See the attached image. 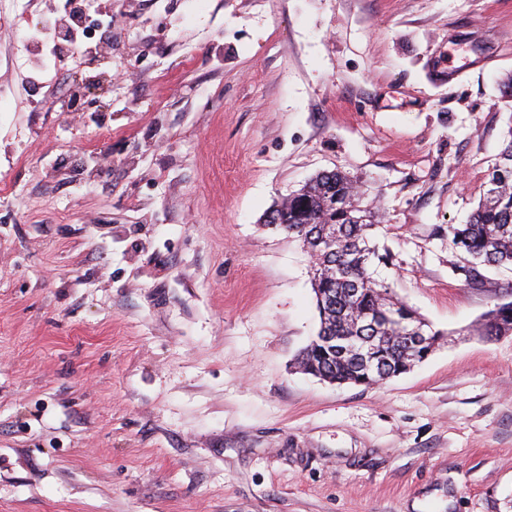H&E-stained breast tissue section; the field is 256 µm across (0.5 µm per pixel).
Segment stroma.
<instances>
[{
    "mask_svg": "<svg viewBox=\"0 0 512 512\" xmlns=\"http://www.w3.org/2000/svg\"><path fill=\"white\" fill-rule=\"evenodd\" d=\"M91 8L111 40L0 0V512H512V332L479 333L512 268L448 241L512 128V0ZM333 170L444 334L376 386L297 369L312 259L265 225Z\"/></svg>",
    "mask_w": 512,
    "mask_h": 512,
    "instance_id": "stroma-1",
    "label": "stroma"
}]
</instances>
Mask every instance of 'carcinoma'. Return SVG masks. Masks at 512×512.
I'll return each mask as SVG.
<instances>
[{
    "label": "carcinoma",
    "instance_id": "obj_1",
    "mask_svg": "<svg viewBox=\"0 0 512 512\" xmlns=\"http://www.w3.org/2000/svg\"><path fill=\"white\" fill-rule=\"evenodd\" d=\"M351 184L340 171L316 175L288 198V210L277 213L276 228L298 239L313 259L320 326L297 362L312 374L359 385L375 367L398 373L410 346L406 324L369 320L375 312L390 313L405 303L393 302L388 287L370 272L373 260L388 258L369 245L371 210L354 203L348 213L330 207ZM448 242L467 255L473 268L512 266V130L488 174L483 199L467 223L448 225ZM510 330L512 301L495 303L484 316L482 335Z\"/></svg>",
    "mask_w": 512,
    "mask_h": 512
}]
</instances>
